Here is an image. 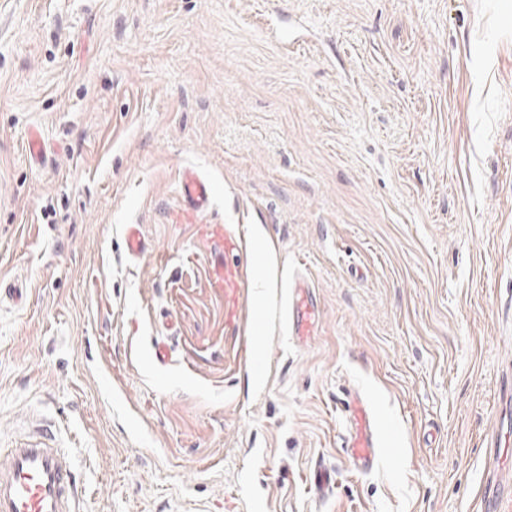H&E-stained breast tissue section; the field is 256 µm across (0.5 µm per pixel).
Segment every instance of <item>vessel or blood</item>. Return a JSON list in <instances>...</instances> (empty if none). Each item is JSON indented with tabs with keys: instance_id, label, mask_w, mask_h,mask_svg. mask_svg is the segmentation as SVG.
I'll return each instance as SVG.
<instances>
[{
	"instance_id": "vessel-or-blood-1",
	"label": "vessel or blood",
	"mask_w": 512,
	"mask_h": 512,
	"mask_svg": "<svg viewBox=\"0 0 512 512\" xmlns=\"http://www.w3.org/2000/svg\"><path fill=\"white\" fill-rule=\"evenodd\" d=\"M180 190L189 214L210 205V183L195 170H184ZM320 313L311 284L301 277L288 283V331L301 345L317 334ZM344 448L350 466L359 472L373 468L380 451L375 410L367 397L351 394L345 409ZM9 467L0 472V512H70L75 477L68 453L61 448L7 449Z\"/></svg>"
}]
</instances>
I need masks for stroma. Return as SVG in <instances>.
I'll return each instance as SVG.
<instances>
[{"instance_id":"1","label":"stroma","mask_w":512,"mask_h":512,"mask_svg":"<svg viewBox=\"0 0 512 512\" xmlns=\"http://www.w3.org/2000/svg\"><path fill=\"white\" fill-rule=\"evenodd\" d=\"M511 424L512 0H0V449L74 512H512ZM180 190L189 214L198 215L209 207L212 197L211 185L195 170H184ZM288 331L300 345H308L317 335L320 313L311 284L302 277L288 283ZM346 435L342 448L350 466L358 471L371 470L380 451L375 410L367 397L350 394L345 404ZM9 467L0 473L1 512H70L75 477L62 448H6Z\"/></svg>"}]
</instances>
